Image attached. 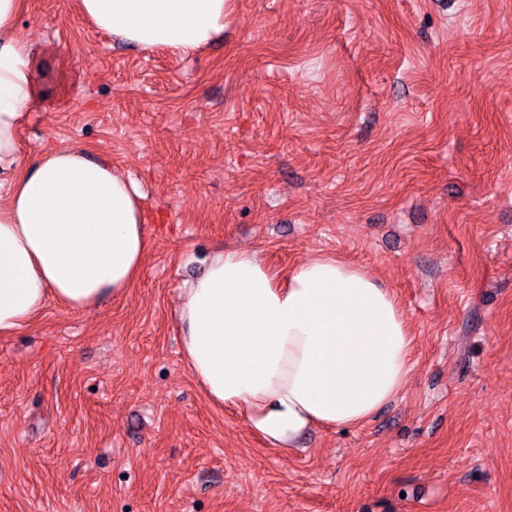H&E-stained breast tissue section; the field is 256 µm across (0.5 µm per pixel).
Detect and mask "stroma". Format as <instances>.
<instances>
[{"label":"stroma","mask_w":512,"mask_h":512,"mask_svg":"<svg viewBox=\"0 0 512 512\" xmlns=\"http://www.w3.org/2000/svg\"><path fill=\"white\" fill-rule=\"evenodd\" d=\"M19 27L24 157L129 174L149 248L125 294L0 337V512H512V0H228L187 51L75 0ZM223 249L365 270L413 332L408 383L267 445L180 353L178 292Z\"/></svg>","instance_id":"35a3bbf8"}]
</instances>
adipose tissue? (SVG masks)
<instances>
[{
    "label": "adipose tissue",
    "mask_w": 512,
    "mask_h": 512,
    "mask_svg": "<svg viewBox=\"0 0 512 512\" xmlns=\"http://www.w3.org/2000/svg\"><path fill=\"white\" fill-rule=\"evenodd\" d=\"M226 0H77L97 28L144 47L194 50L224 28ZM22 0H0V337L48 299L72 310L118 296L148 250L137 185L76 145L23 164L19 132L36 95ZM185 365L214 404L239 408L283 453L314 426L367 421L406 384L413 334L396 299L332 256L288 275L248 250L214 254L180 289Z\"/></svg>",
    "instance_id": "obj_1"
}]
</instances>
